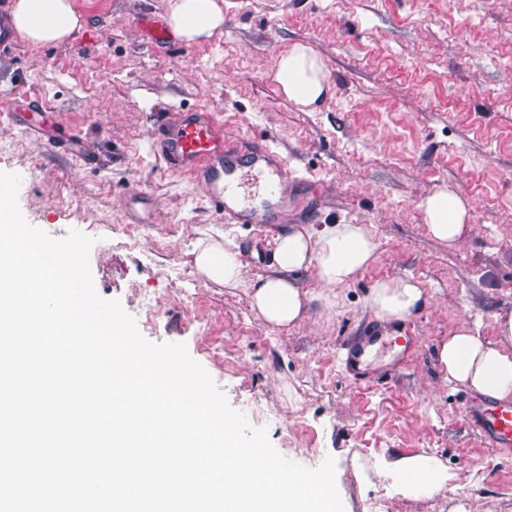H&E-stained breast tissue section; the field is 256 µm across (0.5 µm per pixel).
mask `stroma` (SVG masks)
I'll return each mask as SVG.
<instances>
[{
  "label": "stroma",
  "instance_id": "obj_1",
  "mask_svg": "<svg viewBox=\"0 0 512 512\" xmlns=\"http://www.w3.org/2000/svg\"><path fill=\"white\" fill-rule=\"evenodd\" d=\"M0 0V106L34 101L51 134L69 131L81 157L0 115V172L23 173L26 221L55 238H94L90 268L102 298L118 300L154 343L181 342L249 425L284 457L315 469L335 461L344 512H512V461L466 417L477 398L445 380L437 352L462 319L512 308V0H224V32L194 44L147 40L144 17L167 0H74L86 24L63 44L34 46L7 25ZM324 60L333 95L296 106L271 73L289 45ZM209 109L233 138L266 140L288 169L279 224H229L201 187L153 149L167 116ZM459 191L470 231L456 245L428 231L420 201ZM153 205L129 211L139 194ZM365 224L376 258L326 307L323 286L302 321L268 325L250 293L270 271L291 224ZM235 239L244 284L202 274L198 242ZM418 281L429 301L410 318L413 354L362 382L348 347L366 335L377 281ZM427 452L454 479L427 496L399 495L377 472Z\"/></svg>",
  "mask_w": 512,
  "mask_h": 512
}]
</instances>
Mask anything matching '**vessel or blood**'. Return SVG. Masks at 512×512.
<instances>
[{"instance_id":"b4317fda","label":"vessel or blood","mask_w":512,"mask_h":512,"mask_svg":"<svg viewBox=\"0 0 512 512\" xmlns=\"http://www.w3.org/2000/svg\"><path fill=\"white\" fill-rule=\"evenodd\" d=\"M154 143L166 164L199 183L209 203L230 224H275L286 202V164L268 143L231 139L224 134L220 113L210 110L172 113L157 130ZM266 172L268 198L264 206L248 202L241 183L229 180L234 171ZM468 419L481 438L499 453L512 455V402H489L472 406Z\"/></svg>"}]
</instances>
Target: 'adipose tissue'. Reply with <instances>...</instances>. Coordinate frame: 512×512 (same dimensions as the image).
Wrapping results in <instances>:
<instances>
[{
  "instance_id": "adipose-tissue-1",
  "label": "adipose tissue",
  "mask_w": 512,
  "mask_h": 512,
  "mask_svg": "<svg viewBox=\"0 0 512 512\" xmlns=\"http://www.w3.org/2000/svg\"><path fill=\"white\" fill-rule=\"evenodd\" d=\"M167 24L184 43L213 37L224 26L217 0H169ZM9 24L24 40L36 44L69 41L85 24L72 0H12ZM273 79L295 104L306 110L319 107L333 90L323 59L309 46L291 44L275 64ZM429 232L456 243L465 231L471 207L456 190L434 189L420 202ZM377 241L363 224L290 225L278 236L270 273L251 292L252 307L272 326L285 327L306 312L310 297L299 282L300 272L315 271L325 285L327 306L337 302V289L350 285L372 264ZM198 269L211 280L238 287L243 283L241 251L233 241L212 243L198 251ZM428 300L411 278L379 282L367 306L383 323L414 314ZM495 341L485 340L480 323H466L439 348L438 361L446 380L496 400L512 398V309L494 316ZM378 474L405 497H420L445 487L449 474L435 456L420 453L383 461Z\"/></svg>"
}]
</instances>
